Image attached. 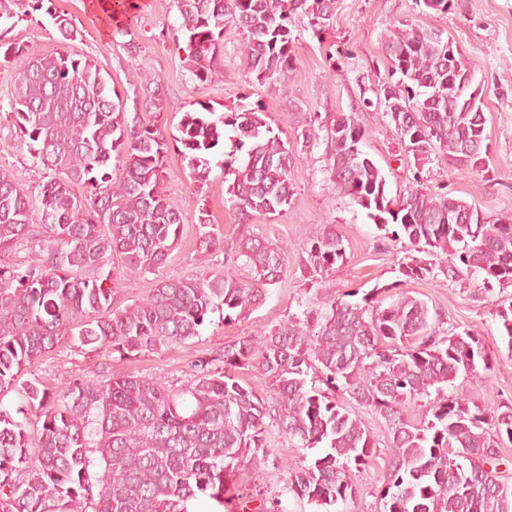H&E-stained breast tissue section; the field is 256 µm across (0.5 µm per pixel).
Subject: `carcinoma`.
<instances>
[{
    "instance_id": "carcinoma-1",
    "label": "carcinoma",
    "mask_w": 512,
    "mask_h": 512,
    "mask_svg": "<svg viewBox=\"0 0 512 512\" xmlns=\"http://www.w3.org/2000/svg\"><path fill=\"white\" fill-rule=\"evenodd\" d=\"M44 2L25 0L30 13L54 20L63 40H76L73 23ZM334 3L177 0L175 37L190 50L196 80L214 83L223 77L218 60L231 21L242 32L236 54L247 72L286 93L298 62L296 17H307L317 36L330 26ZM4 37L0 30L3 57L19 70L11 93L17 135L51 176L33 196L0 172V252L34 237L42 252L25 267L0 265V389L19 387L24 408L17 413L34 417L29 430L27 420L0 410V512H189L188 503L200 498L222 506L224 479L267 453L272 426L297 448L319 449L309 464L288 465L287 491L342 512L357 493L352 472L375 455L376 441L338 392L383 418L390 433L381 512H512V478L499 471L500 448L512 443V402L487 411L462 391L464 383L488 378L492 357L480 337L441 330L436 310L398 281L383 289L387 304L373 293L359 302L327 293L279 327L197 360L179 383L115 371L104 382L73 378L57 394L37 378L18 382L22 367L50 352L72 320L81 345L109 348L121 359L188 343L217 310L224 322L235 321L279 282L286 254L257 235L222 245L200 206L195 224L204 261L222 245L240 273L165 279L134 305L112 310V288L103 286L111 263L121 260L130 277L164 266L185 221L163 192L167 144L144 117L162 108L163 86L144 78L137 94L144 111L130 116L89 57L37 53ZM384 43L395 95L365 98L362 110L387 103L397 137L417 161L402 198L388 197L355 115L309 114L303 147L324 140L336 189L387 238H405L433 258L407 257L404 277L464 271L485 295L512 286V215L480 223L469 202L418 189L436 150L485 171L475 166L485 120L457 108L463 82L482 108L475 64L458 51L448 55L443 33L411 23L393 26ZM178 133L175 142L200 184L224 148L220 166L240 213L272 218L289 204L295 162L262 106L219 114L202 103L183 113ZM114 158L122 161L118 171ZM305 251L315 273L346 256L334 230L309 239ZM242 368L268 382L270 397L241 383ZM422 398L426 418L415 424L403 411Z\"/></svg>"
}]
</instances>
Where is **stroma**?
I'll list each match as a JSON object with an SVG mask.
<instances>
[{
    "label": "stroma",
    "instance_id": "stroma-1",
    "mask_svg": "<svg viewBox=\"0 0 512 512\" xmlns=\"http://www.w3.org/2000/svg\"><path fill=\"white\" fill-rule=\"evenodd\" d=\"M90 2L52 0L54 11L67 15L78 31L71 44H63L50 16L30 17L21 12L15 16L7 39L41 53L68 46L87 55L118 93L126 96V107L131 111L136 108L133 93L144 75L152 73L161 78L163 109L156 122L170 144L163 188L170 203L183 208L188 219L175 248L158 270L129 279L123 274L121 262H114V310L137 303L164 279L233 270L232 261L220 250L209 265L200 263L193 213L202 205L221 240L232 241L249 234L262 236L282 246L287 258L279 283L246 317L227 323L221 315H214L200 337L189 343L121 360L115 359L111 350L81 345L78 330L70 322L61 328L51 352L23 367L21 380L39 379L53 391L63 389L75 377L106 381L116 369L169 381L183 380L196 360L215 357L225 343L271 330L314 304L312 271L303 244L331 227L341 235L346 257L322 277L329 293L342 296L400 282L402 290L436 308L444 329L468 330L483 339L493 358V370L486 380L467 384L470 399L484 408L512 400V351L507 348L499 316L501 310L512 306V286L485 296L467 277L452 280L441 275L402 281L399 262L409 253L407 243L385 238L365 210L337 190L327 171L324 144L306 148L299 138L307 113H356L366 130V149L386 177L389 196L404 193L406 170L415 164L412 153L398 140L383 109L363 112L359 105L387 80V30L406 21L443 31L479 67L476 79L483 88L488 148L481 173L441 157L433 159L431 166L440 177L427 182L425 188L433 192L445 186L448 193L472 203L489 219L512 212V0H456L454 9L445 14L427 9L422 0H336L334 22L320 35H312L307 18L297 19L298 64L286 95L247 74L234 52L240 41L234 24L224 28L222 80L203 84L191 73L186 44L174 37L181 22L174 0H134V8L117 16L92 8ZM131 35L138 43L133 56L124 48ZM17 77L13 64L0 58V171L13 175L25 190L35 194L49 175L33 166L26 147L18 143L10 116L11 89ZM202 102L219 113L263 105L268 123L296 159L295 193L279 215L269 219L240 215L231 205L220 166H213L206 184L194 181L172 142L183 113ZM346 407L360 416L378 442L376 455L354 473L357 494L347 512H381L378 490L389 459L388 431L384 420L369 409L351 400ZM268 448L267 456L252 460L232 475L233 499L224 512H237L242 500L251 512H261L275 496L281 499L285 512H320L319 506L294 498L285 489L289 466L309 463L313 450L292 447L275 431L268 437Z\"/></svg>",
    "mask_w": 512,
    "mask_h": 512
}]
</instances>
